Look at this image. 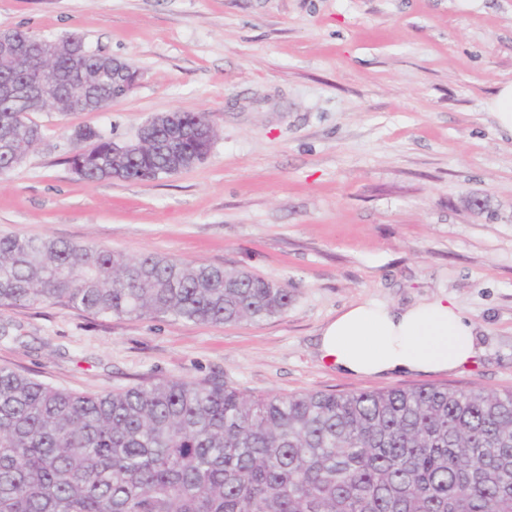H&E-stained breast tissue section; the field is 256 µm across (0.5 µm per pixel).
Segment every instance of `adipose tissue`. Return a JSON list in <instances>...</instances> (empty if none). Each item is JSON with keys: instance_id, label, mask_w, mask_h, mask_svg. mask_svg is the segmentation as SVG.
Here are the masks:
<instances>
[{"instance_id": "adipose-tissue-1", "label": "adipose tissue", "mask_w": 512, "mask_h": 512, "mask_svg": "<svg viewBox=\"0 0 512 512\" xmlns=\"http://www.w3.org/2000/svg\"><path fill=\"white\" fill-rule=\"evenodd\" d=\"M317 351L338 374L390 378L472 368L482 345L471 318L440 297L406 306H350L321 330Z\"/></svg>"}]
</instances>
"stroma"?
<instances>
[{"label":"stroma","mask_w":512,"mask_h":512,"mask_svg":"<svg viewBox=\"0 0 512 512\" xmlns=\"http://www.w3.org/2000/svg\"><path fill=\"white\" fill-rule=\"evenodd\" d=\"M8 28L80 34L140 78L98 112L33 113L44 137L0 176V234L245 269L292 303L227 325L18 304L0 309V365L99 393L204 378L248 395L512 390V138L486 108L512 82V0H0ZM176 111L216 129L190 169L86 182L66 162L75 127L128 142ZM443 296L477 326L474 368L383 380L320 361L345 307Z\"/></svg>","instance_id":"35a3bbf8"}]
</instances>
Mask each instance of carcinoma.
Wrapping results in <instances>:
<instances>
[{
    "mask_svg": "<svg viewBox=\"0 0 512 512\" xmlns=\"http://www.w3.org/2000/svg\"><path fill=\"white\" fill-rule=\"evenodd\" d=\"M14 57H51L33 100L0 55V176L43 139L29 112L70 113L121 94L110 55L83 36L4 30ZM203 112L155 116L136 142L71 133L81 179H160L202 162ZM64 303L104 317L206 324L288 310V286L246 270L130 257L96 242L0 235V306ZM0 512H512V392L436 385L246 395L219 379L76 392L0 366Z\"/></svg>",
    "mask_w": 512,
    "mask_h": 512,
    "instance_id": "1",
    "label": "carcinoma"
}]
</instances>
